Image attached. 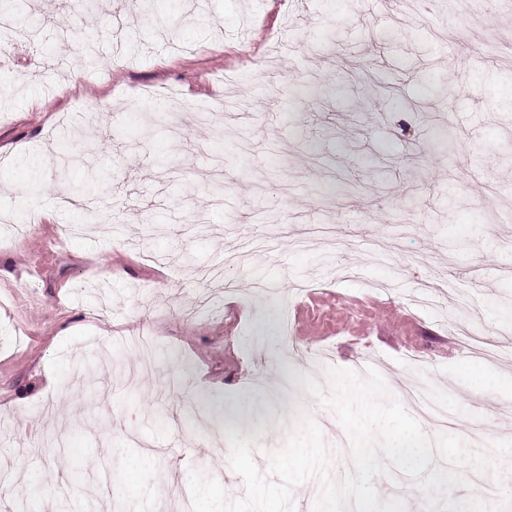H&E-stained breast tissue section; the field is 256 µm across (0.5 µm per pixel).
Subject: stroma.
Wrapping results in <instances>:
<instances>
[{
  "instance_id": "1",
  "label": "stroma",
  "mask_w": 512,
  "mask_h": 512,
  "mask_svg": "<svg viewBox=\"0 0 512 512\" xmlns=\"http://www.w3.org/2000/svg\"><path fill=\"white\" fill-rule=\"evenodd\" d=\"M411 2L19 0L30 39L0 60V512H85L90 477L95 512H167L194 471L241 496L228 435L256 439L266 474L286 424L201 432L188 415L276 385L284 354L249 350L265 315L290 320L287 345L325 348L293 367L323 391L327 368L364 364L399 399L428 385L471 449L512 433V0ZM374 76L393 93L371 96ZM66 137L87 164L60 165ZM83 183L111 223L59 207ZM325 224L335 247L290 249ZM260 227L274 254L236 275L269 296L197 280ZM191 297L221 314L188 319ZM134 328L164 367L188 363L186 391L127 380ZM470 340L503 355L466 356Z\"/></svg>"
}]
</instances>
